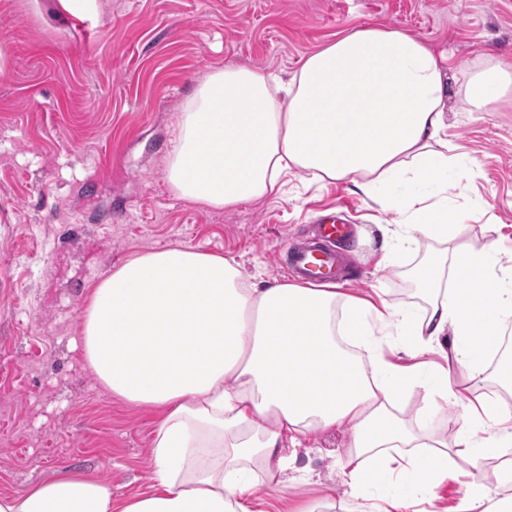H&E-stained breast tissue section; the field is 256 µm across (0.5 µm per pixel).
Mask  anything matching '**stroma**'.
Returning <instances> with one entry per match:
<instances>
[{"label":"stroma","instance_id":"obj_1","mask_svg":"<svg viewBox=\"0 0 512 512\" xmlns=\"http://www.w3.org/2000/svg\"><path fill=\"white\" fill-rule=\"evenodd\" d=\"M91 23L59 20L56 0H0V497L69 471L100 477L117 497L149 492L158 411L112 396L84 354L88 285L129 257L190 246L234 258L244 275L281 279L287 243L349 205L358 281L344 294L422 311L412 278L440 246L428 241L382 266L380 225L403 220L405 183L369 196L352 180L297 173L285 195L215 210L176 197L167 155L177 114L213 66L283 76L337 37L407 31L452 76L448 145L458 162L428 202L460 216L456 246L493 245L512 267V107L478 109L469 75L512 60V0H99ZM348 428L322 434L286 474L265 482L254 512H366L341 460ZM455 476L422 512H454L467 484L503 492V462L457 457Z\"/></svg>","mask_w":512,"mask_h":512}]
</instances>
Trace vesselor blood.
I'll list each match as a JSON object with an SVG mask.
<instances>
[{"instance_id": "b4317fda", "label": "vessel or blood", "mask_w": 512, "mask_h": 512, "mask_svg": "<svg viewBox=\"0 0 512 512\" xmlns=\"http://www.w3.org/2000/svg\"><path fill=\"white\" fill-rule=\"evenodd\" d=\"M352 235V225L341 214L325 215L314 224L311 237L287 248L280 267L287 275L309 284L339 282L348 265L347 246Z\"/></svg>"}]
</instances>
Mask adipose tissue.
Listing matches in <instances>:
<instances>
[{
  "instance_id": "1",
  "label": "adipose tissue",
  "mask_w": 512,
  "mask_h": 512,
  "mask_svg": "<svg viewBox=\"0 0 512 512\" xmlns=\"http://www.w3.org/2000/svg\"><path fill=\"white\" fill-rule=\"evenodd\" d=\"M447 95L435 52L395 28L336 39L286 79L215 67L181 106L166 180L179 198L219 210L280 193L298 170L431 183L451 162ZM466 95L481 108L512 102V62L473 74ZM400 210L406 223L382 230L385 264L421 240L447 242L457 220L419 196ZM494 263L489 245L453 262L434 254L416 273L428 302L419 317L332 287L257 284L235 259L191 247L129 258L92 284L82 334L103 388L162 413L151 492L116 498L99 477L68 472L0 498V512H251L255 472L275 478L298 448L343 425L353 436L342 461L351 495L388 485L380 512H418L423 478L446 477L455 461L393 412L404 390H421L431 410L442 400L461 407L453 445L471 462L512 447V360L499 368L507 398L475 412L463 391L482 383L512 311V280L491 276ZM391 351L410 364L389 360ZM424 353L445 362L425 370L415 361ZM488 423L491 442L481 436Z\"/></svg>"
}]
</instances>
